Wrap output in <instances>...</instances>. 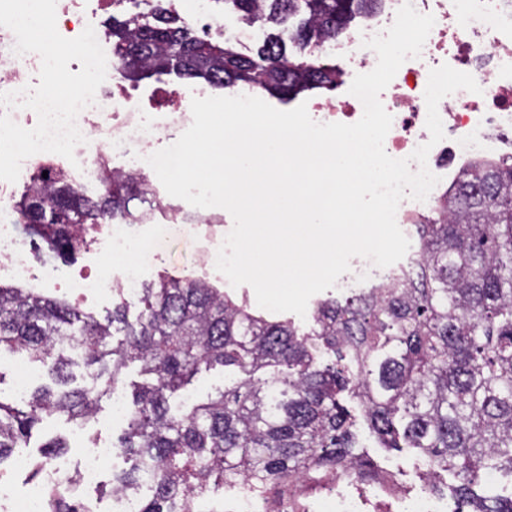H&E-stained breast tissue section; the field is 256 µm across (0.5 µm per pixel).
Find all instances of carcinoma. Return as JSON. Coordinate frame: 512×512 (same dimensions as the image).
Returning <instances> with one entry per match:
<instances>
[{
    "label": "carcinoma",
    "mask_w": 512,
    "mask_h": 512,
    "mask_svg": "<svg viewBox=\"0 0 512 512\" xmlns=\"http://www.w3.org/2000/svg\"><path fill=\"white\" fill-rule=\"evenodd\" d=\"M378 3L224 0L242 23L277 27L245 56L229 36L222 44L197 36L164 6L129 13L117 0L112 59L132 79L174 71L294 97L336 87V67L314 64L307 49L346 32ZM39 179L14 214L60 258L86 244L78 226L140 222L148 194L144 178L127 174L106 179L96 199L61 172L48 185ZM416 234L422 260L413 280L322 300L303 333L202 280L163 275L140 288L136 313L122 299L102 317L31 288L0 285V355H22L49 378L23 404L0 393V465L29 450L44 414L89 424L136 362L148 380L133 385L117 444L130 467L113 475L112 492L151 478L140 512H191L210 485L236 478L257 494L327 472L378 479L341 403L344 391L359 399L380 447L418 450L432 486L451 472L462 500L473 503L471 487L484 470L512 472V161L465 172ZM322 347L342 369L316 364ZM217 365L238 378L188 411L170 405L199 371ZM77 368L93 384H76ZM66 447L64 438H50L39 452L46 459ZM47 512H81L80 500L53 494Z\"/></svg>",
    "instance_id": "obj_1"
}]
</instances>
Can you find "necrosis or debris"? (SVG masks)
Here are the masks:
<instances>
[{"mask_svg": "<svg viewBox=\"0 0 512 512\" xmlns=\"http://www.w3.org/2000/svg\"><path fill=\"white\" fill-rule=\"evenodd\" d=\"M407 0H383L381 9L347 33L320 43L321 54L345 58L364 71L377 64L376 53L363 47V39L385 32L394 22L397 10ZM422 14H430L435 24L419 57L408 59L395 78L381 93L380 100L392 116V126L384 140L387 154L396 159L409 157L429 139L424 92L429 72L442 64L471 74L480 93L457 91L454 99H442L438 111L445 138L432 146L427 166L440 182L425 201L403 199L396 212V222L412 236L417 220L438 201L443 190L452 187L461 172L476 161H494L505 157L512 148V0H408ZM113 0H89L88 5L70 8L66 0L56 5L57 30L65 38L78 37L92 18L111 15ZM16 37L0 27V93L35 86L41 58L35 53L16 54ZM209 86L200 83L174 94L171 104L145 108L132 95L97 91L93 104L76 119L85 138L74 149L73 159L41 152L23 161L20 176L32 179L39 166L68 174L103 180L112 173L148 174V156L156 152L162 135L172 129L191 125L193 98L205 97ZM318 123L352 124L363 114L358 98L345 93L314 102L308 108ZM99 253L106 258L124 257L118 282L83 274L71 280L67 288L82 298H95L119 287L137 293L141 272L132 254L139 242L125 225L95 226ZM421 256L409 248L398 262L375 267L368 259L352 258L350 269L336 283L345 296L378 288L395 278L409 277L417 270ZM39 274L28 259V247L18 224H0V283H29ZM114 457L111 443L103 442L70 470L60 458L47 460L42 483L26 494H15L8 479H0V512H45L43 490L49 486L71 484L78 490L97 486ZM348 476L334 478L330 490L322 494H303L300 484L289 485L287 493L271 499L253 498L243 493L234 499L231 512H368L374 504L378 512H455L451 502L436 498L428 487L407 492L395 487L389 478L365 489L363 500L348 493L355 486Z\"/></svg>", "mask_w": 512, "mask_h": 512, "instance_id": "necrosis-or-debris-1", "label": "necrosis or debris"}]
</instances>
